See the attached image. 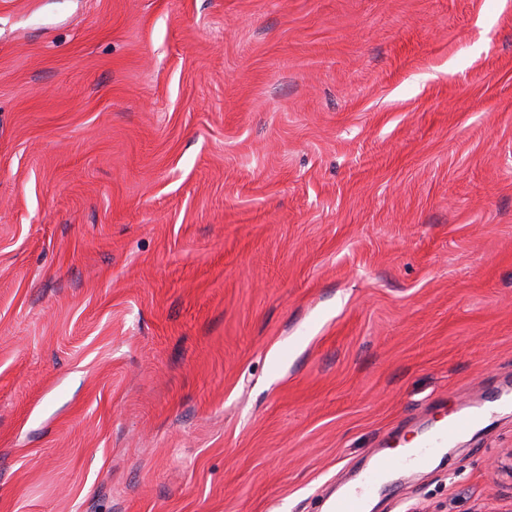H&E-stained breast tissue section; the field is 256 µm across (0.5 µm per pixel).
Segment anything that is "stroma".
<instances>
[{"label": "stroma", "instance_id": "35a3bbf8", "mask_svg": "<svg viewBox=\"0 0 512 512\" xmlns=\"http://www.w3.org/2000/svg\"><path fill=\"white\" fill-rule=\"evenodd\" d=\"M512 391V0H0V512H328ZM371 512H512V407ZM482 407V404H480L478 410L471 413H460L450 423L447 422L434 427L413 450L412 445L401 448L402 455L405 456L411 453L410 457L405 459L396 457L379 459L367 469L359 485L348 489L344 494L333 500L330 512H363L365 498L385 484L389 472L407 469L412 459H417L419 465L423 464L440 448H447L449 440L471 429L482 419L484 414Z\"/></svg>", "mask_w": 512, "mask_h": 512}]
</instances>
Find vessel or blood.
I'll return each mask as SVG.
<instances>
[{"label": "vessel or blood", "mask_w": 512, "mask_h": 512, "mask_svg": "<svg viewBox=\"0 0 512 512\" xmlns=\"http://www.w3.org/2000/svg\"><path fill=\"white\" fill-rule=\"evenodd\" d=\"M483 416L482 410L459 414L453 421L430 430L413 448L410 459L426 462L439 449L447 447L449 440L471 429ZM410 459L385 457L379 459L365 472L359 485L336 497L330 512H363L365 499L382 487L389 472L407 469Z\"/></svg>", "instance_id": "b4317fda"}]
</instances>
